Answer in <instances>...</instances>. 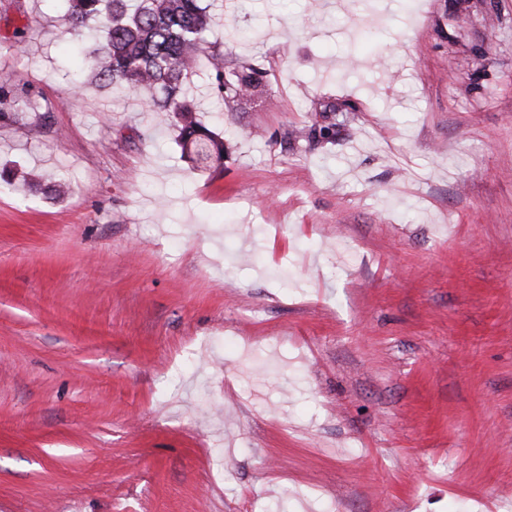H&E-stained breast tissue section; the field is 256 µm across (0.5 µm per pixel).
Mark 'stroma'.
<instances>
[{
	"instance_id": "1",
	"label": "stroma",
	"mask_w": 512,
	"mask_h": 512,
	"mask_svg": "<svg viewBox=\"0 0 512 512\" xmlns=\"http://www.w3.org/2000/svg\"><path fill=\"white\" fill-rule=\"evenodd\" d=\"M210 3L200 170L0 0V512H512V0Z\"/></svg>"
}]
</instances>
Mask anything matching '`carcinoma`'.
I'll list each match as a JSON object with an SVG mask.
<instances>
[{"label":"carcinoma","mask_w":512,"mask_h":512,"mask_svg":"<svg viewBox=\"0 0 512 512\" xmlns=\"http://www.w3.org/2000/svg\"><path fill=\"white\" fill-rule=\"evenodd\" d=\"M64 15L69 32L103 34L87 50L92 77L102 87L120 85L149 96L157 112H170L179 127L181 157L194 167L223 165L224 140L197 117L185 85L201 63H207L212 84L233 108L243 101L268 97L264 72L211 44L206 37L215 22L204 0H67ZM18 99L0 85V116L16 112ZM338 123L315 122L298 137L330 140Z\"/></svg>","instance_id":"obj_1"}]
</instances>
